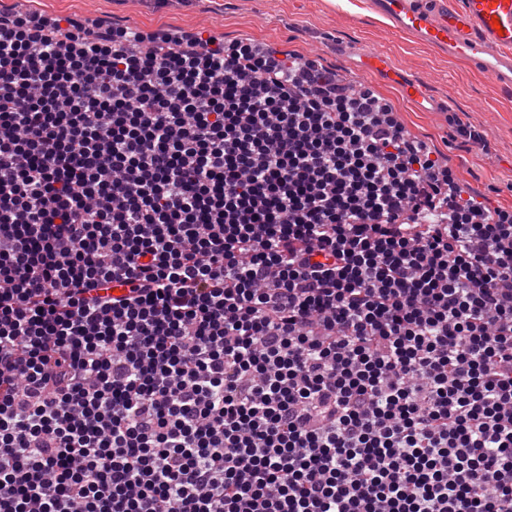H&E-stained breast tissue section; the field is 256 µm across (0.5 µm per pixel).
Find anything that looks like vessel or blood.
<instances>
[{
	"mask_svg": "<svg viewBox=\"0 0 512 512\" xmlns=\"http://www.w3.org/2000/svg\"><path fill=\"white\" fill-rule=\"evenodd\" d=\"M369 6L408 36L512 85V0H369ZM357 56L349 72L352 82L392 72L381 52L361 50ZM401 88L415 111L447 117V104L419 81L403 82Z\"/></svg>",
	"mask_w": 512,
	"mask_h": 512,
	"instance_id": "vessel-or-blood-1",
	"label": "vessel or blood"
}]
</instances>
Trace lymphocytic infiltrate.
<instances>
[{
	"instance_id": "1",
	"label": "lymphocytic infiltrate",
	"mask_w": 512,
	"mask_h": 512,
	"mask_svg": "<svg viewBox=\"0 0 512 512\" xmlns=\"http://www.w3.org/2000/svg\"><path fill=\"white\" fill-rule=\"evenodd\" d=\"M142 40L0 12V512H512V211L332 70Z\"/></svg>"
}]
</instances>
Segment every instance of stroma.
Segmentation results:
<instances>
[{
	"mask_svg": "<svg viewBox=\"0 0 512 512\" xmlns=\"http://www.w3.org/2000/svg\"><path fill=\"white\" fill-rule=\"evenodd\" d=\"M0 9L115 19L146 31L206 29L228 41L247 38L316 59L340 78L352 64L349 48L383 50L401 78L420 81L448 102V119L415 111L397 84L373 77L369 87L391 104L413 138L448 164L464 191L490 207L512 210V86L397 31L368 0H0ZM462 126L478 131L482 143L460 136Z\"/></svg>",
	"mask_w": 512,
	"mask_h": 512,
	"instance_id": "obj_1",
	"label": "stroma"
}]
</instances>
